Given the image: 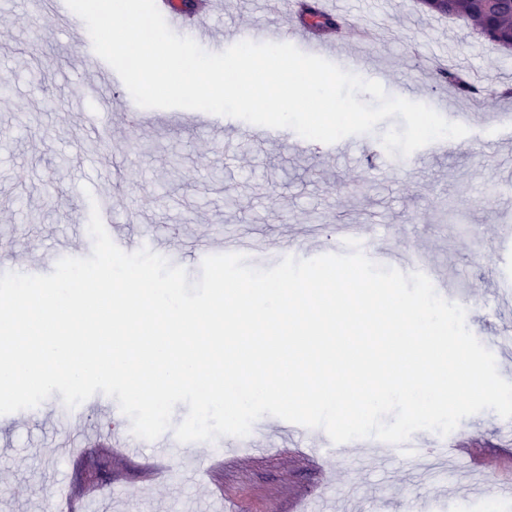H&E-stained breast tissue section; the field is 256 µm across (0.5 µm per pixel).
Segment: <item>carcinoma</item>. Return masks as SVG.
Returning <instances> with one entry per match:
<instances>
[{"label": "carcinoma", "mask_w": 512, "mask_h": 512, "mask_svg": "<svg viewBox=\"0 0 512 512\" xmlns=\"http://www.w3.org/2000/svg\"><path fill=\"white\" fill-rule=\"evenodd\" d=\"M423 4L431 12L470 19L489 41L505 50L512 48V0H495L492 4H479L475 0H447L445 6L435 3V0H423ZM441 79L454 83L462 93L473 99L480 94L476 86L468 84L464 78L450 71L441 73Z\"/></svg>", "instance_id": "1"}]
</instances>
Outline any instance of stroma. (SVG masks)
<instances>
[{"label": "stroma", "mask_w": 512, "mask_h": 512, "mask_svg": "<svg viewBox=\"0 0 512 512\" xmlns=\"http://www.w3.org/2000/svg\"><path fill=\"white\" fill-rule=\"evenodd\" d=\"M264 12L265 0H216V39L204 50L220 52L229 25L250 27ZM341 15L351 28L377 27L362 76L388 95L431 106L454 94L427 72L434 59L475 75L486 88L481 103L455 94L454 120L467 135L441 153L392 156L381 136L403 127L398 116L343 138L340 150L321 143L307 153L248 137V122L237 118L219 129L156 114L133 128L124 83L108 89L107 104L89 97L95 69L78 52L79 33L44 0H0V78L13 89L0 98V274L45 275L57 254L90 256L91 203L109 197L113 235L163 242L192 281L201 268L186 247L199 238L261 242L247 263L268 269L277 249L311 259L362 230L372 250L392 251L391 267L430 258L448 295L487 303V311H467L468 328L512 331V53L420 0H345ZM261 422L251 448L234 455L226 436L195 443L193 465L150 447L126 461L91 446L65 457L64 440L121 434L131 422L118 404L92 397L70 409L53 393L36 408L0 415V512H41L64 484L101 490L87 512H288L299 493L311 512H340L351 497L356 512H426L438 491L468 512H485L490 497L499 512H512V454L499 446L504 420L494 411L463 419L451 435L465 442L475 470L445 459L447 438L431 431L418 432L415 461L389 446L310 460L296 450L318 445L323 429L294 439L287 421ZM258 446L264 455H254Z\"/></svg>", "instance_id": "stroma-1"}]
</instances>
